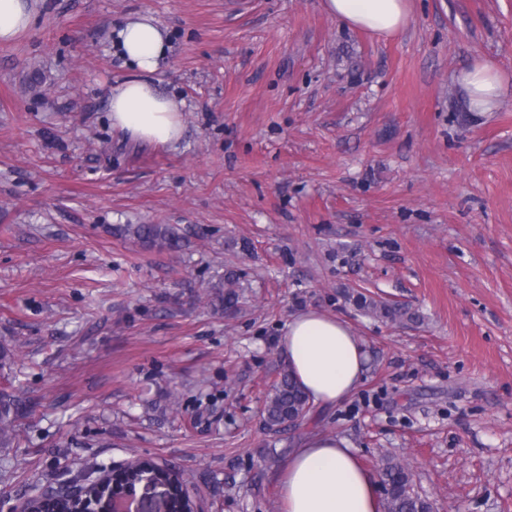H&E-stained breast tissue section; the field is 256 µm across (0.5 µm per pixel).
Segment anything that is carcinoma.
Instances as JSON below:
<instances>
[{
  "label": "carcinoma",
  "mask_w": 512,
  "mask_h": 512,
  "mask_svg": "<svg viewBox=\"0 0 512 512\" xmlns=\"http://www.w3.org/2000/svg\"><path fill=\"white\" fill-rule=\"evenodd\" d=\"M112 233L133 239L147 249L178 252L182 248L179 228L170 224H118L112 227ZM240 287L235 273L224 275V291L218 290L215 293V300L223 304L224 313L233 314L239 309ZM351 298L363 314L374 318L391 322L420 320L416 312L405 306L376 299L362 292L352 293ZM312 407L313 403L301 389L291 368L285 365L266 396L262 408L263 421L266 428L277 435L302 425L309 419ZM24 409L26 406L17 394L0 391V448L18 446L14 422L22 416ZM148 474L171 489L175 508H186L188 512H193L196 502L184 489L185 480L179 473L164 468L151 474L145 469L131 466L104 487L90 486L84 499L98 512H109L112 497L125 493L142 482ZM379 475L384 488L383 512H433L432 504L415 492L411 474L403 464L390 459L379 470ZM28 505L35 512H75L78 503L66 497L46 502L40 495H31L28 497Z\"/></svg>",
  "instance_id": "carcinoma-1"
}]
</instances>
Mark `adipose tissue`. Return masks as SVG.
I'll return each instance as SVG.
<instances>
[{
	"label": "adipose tissue",
	"mask_w": 512,
	"mask_h": 512,
	"mask_svg": "<svg viewBox=\"0 0 512 512\" xmlns=\"http://www.w3.org/2000/svg\"><path fill=\"white\" fill-rule=\"evenodd\" d=\"M337 21L388 40L408 20V0H322ZM33 0H0V45L15 42L31 26ZM169 34L151 12L128 17L114 30L112 48L127 69L111 87L113 128L132 138L166 145L184 132V99L161 90L156 74ZM473 112L495 110L506 81L491 60L477 58L456 77ZM282 350L312 402L337 405L358 388L365 374L364 348L343 321L308 310L288 323ZM278 494L285 512H382L372 475L346 440L307 435L289 457Z\"/></svg>",
	"instance_id": "ef3b65f1"
}]
</instances>
